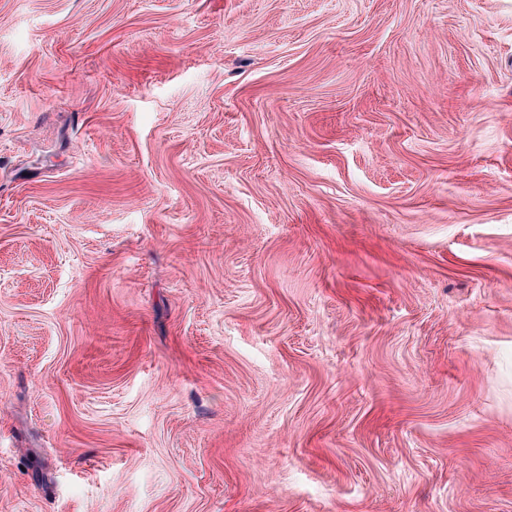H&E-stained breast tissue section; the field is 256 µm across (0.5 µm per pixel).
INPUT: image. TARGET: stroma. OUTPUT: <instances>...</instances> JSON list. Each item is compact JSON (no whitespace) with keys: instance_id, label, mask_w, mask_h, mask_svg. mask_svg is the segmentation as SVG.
<instances>
[{"instance_id":"obj_1","label":"stroma","mask_w":512,"mask_h":512,"mask_svg":"<svg viewBox=\"0 0 512 512\" xmlns=\"http://www.w3.org/2000/svg\"><path fill=\"white\" fill-rule=\"evenodd\" d=\"M0 512H512V0H0Z\"/></svg>"}]
</instances>
